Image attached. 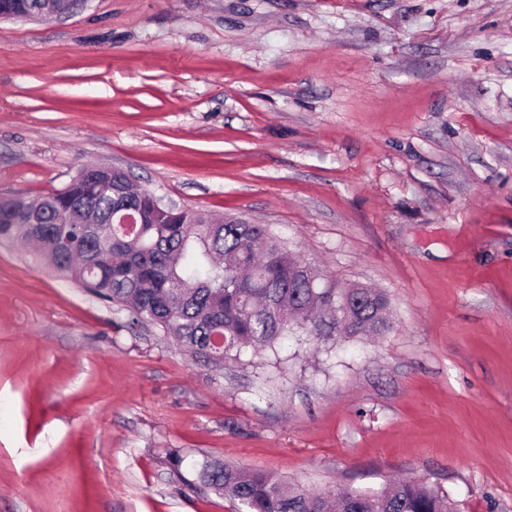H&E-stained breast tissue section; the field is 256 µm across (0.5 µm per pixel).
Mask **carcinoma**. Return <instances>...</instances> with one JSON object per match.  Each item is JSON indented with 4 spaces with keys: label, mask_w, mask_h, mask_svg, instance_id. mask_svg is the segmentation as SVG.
I'll return each instance as SVG.
<instances>
[{
    "label": "carcinoma",
    "mask_w": 512,
    "mask_h": 512,
    "mask_svg": "<svg viewBox=\"0 0 512 512\" xmlns=\"http://www.w3.org/2000/svg\"><path fill=\"white\" fill-rule=\"evenodd\" d=\"M0 9L37 16L44 0H0ZM87 171L91 177L47 195H1L0 241L37 243L46 265L122 307L130 325L161 328L195 361L221 370L243 349L274 351L287 336L326 343L335 336H382L392 327L384 292L325 281L269 225L215 221L194 210L178 224L153 210L125 171L112 172L107 193L95 190L101 173ZM130 196L140 197L146 214L131 231L115 223ZM76 201L101 223L71 219ZM30 208L41 211L42 223H12L11 216ZM198 477L223 491L235 512H458L447 493L411 479L331 495L216 461L203 463Z\"/></svg>",
    "instance_id": "cac0c4a2"
}]
</instances>
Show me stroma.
<instances>
[{
    "label": "stroma",
    "mask_w": 512,
    "mask_h": 512,
    "mask_svg": "<svg viewBox=\"0 0 512 512\" xmlns=\"http://www.w3.org/2000/svg\"><path fill=\"white\" fill-rule=\"evenodd\" d=\"M85 165L270 225L327 280L384 290L393 327L214 371L0 244V512H232L206 460L512 512V0L0 20V193Z\"/></svg>",
    "instance_id": "35a3bbf8"
}]
</instances>
